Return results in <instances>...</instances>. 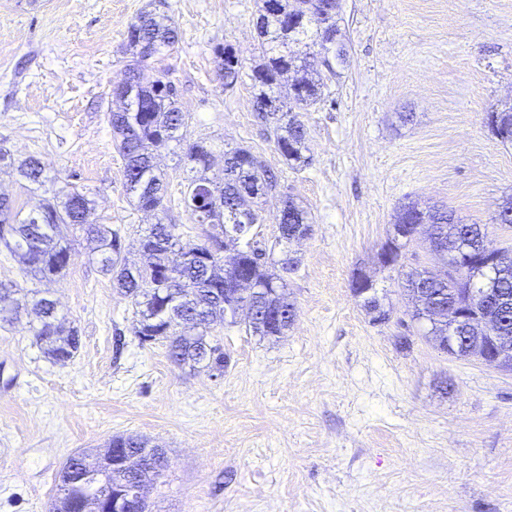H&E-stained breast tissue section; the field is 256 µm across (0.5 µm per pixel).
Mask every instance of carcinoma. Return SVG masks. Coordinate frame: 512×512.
<instances>
[{"label":"carcinoma","instance_id":"1","mask_svg":"<svg viewBox=\"0 0 512 512\" xmlns=\"http://www.w3.org/2000/svg\"><path fill=\"white\" fill-rule=\"evenodd\" d=\"M257 28L268 44L276 45L275 53H264L261 62L251 69L250 80L256 90V118L273 127L279 155L291 169L309 165L305 155L306 132L299 114L320 103L327 82L341 76L339 68L347 63L346 30L341 27L340 0H259ZM178 42V29L171 17L155 10L142 12L127 31V50L135 63L129 68L130 85L136 94L126 98L122 109L109 112L113 143L124 160V185L134 204L141 211L166 213L167 182L157 163L158 152L175 144L181 149L178 166L187 182L184 205L193 223L201 226L204 241L217 240L226 224L259 223V204L270 197L257 195V186L278 184V177L266 169L247 149L237 147L224 152V182L219 187L224 210L210 216V186L205 170L212 152L206 142L192 139L186 115L176 106V87L171 72L163 69L154 80L144 83L138 67L146 64L163 47ZM229 44L214 48L219 78L226 87L241 78L243 65L234 59ZM304 72L299 93L288 99L279 89L285 75ZM492 133L502 143L512 144V102L488 115ZM13 169L24 181L44 183V164L29 157L17 161L0 149V167ZM278 221L281 225H310L309 211L291 199L282 201ZM93 200L78 191L56 193L42 202L38 209L20 216L8 197L0 195V244L17 258L24 276L39 282L50 281L70 266L74 253L69 242L57 233L59 226L80 227L92 244L101 270L110 275L112 285L137 308V334L153 336L166 343L171 362L192 370L207 369L224 373L228 356L220 344L210 339L217 324H235V313L225 305L224 283L211 279L208 267L180 244L174 234L175 225L163 219L151 225L142 239V247L151 252L152 261L137 267L122 255L121 236L106 224H87V212ZM429 224L437 238L447 242L448 252L458 271L456 277L435 281L425 269H413L404 275L401 287L412 303L411 318L421 322L428 311L441 309L429 324L425 337L451 357L483 360L499 356L512 363L506 353L469 329L468 343H448V304L468 310L475 318H495L501 335L512 342V256L505 263L488 267L472 265L473 251L488 238V227L465 224L450 209L419 208L415 203L402 206L396 216L391 238L399 251L410 242L407 226ZM228 253L214 255L215 262L227 272L241 270L261 284L257 296L245 300L256 310L245 322L246 329L256 336L277 340L285 335L294 321L296 308L287 292L284 274L295 270L291 257L280 260V271L267 267L265 253L240 236L229 241ZM365 293L358 294L368 313L384 315L373 283L363 284ZM34 309L40 318L31 327L36 343L45 358L64 365L74 358L80 347L75 328L65 326L54 301L39 289H28L15 282H0V323L12 325L21 313ZM150 455L148 441L137 435H117L108 442L102 457L104 469L88 476L82 470L84 457L68 458L58 475L57 493L49 512H77V501L83 496L107 498L134 477L114 464L125 450Z\"/></svg>","mask_w":512,"mask_h":512}]
</instances>
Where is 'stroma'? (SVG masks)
I'll return each mask as SVG.
<instances>
[{
	"instance_id": "1",
	"label": "stroma",
	"mask_w": 512,
	"mask_h": 512,
	"mask_svg": "<svg viewBox=\"0 0 512 512\" xmlns=\"http://www.w3.org/2000/svg\"><path fill=\"white\" fill-rule=\"evenodd\" d=\"M150 0H0V148L46 166L44 186L0 173V193L29 212L53 191L94 201L91 220L118 229L140 262L156 221L137 210L107 112L126 77L131 22ZM179 41L144 70L167 68L193 138L213 151L243 146L278 173L311 214L312 232L279 242L278 200L253 238L273 260L292 254L286 282L296 317L271 341L244 324L212 336L223 373L179 368L164 342L141 343L138 317L82 231L61 226L75 258L49 291L80 348L45 359L29 316L0 327V512H48L69 455L139 435L165 449L152 512H512V372L457 359L426 341L398 286L411 269L445 266L415 240L399 266L377 252L401 204L452 209L512 248L492 218L512 197V146L487 124L512 100V0H341L349 63L303 113L309 166L290 169L261 130L249 78L216 77L213 48L244 66L262 54L257 0H164ZM167 223L181 245L201 242L181 203L183 174L164 152ZM372 279L391 313L372 323L354 296Z\"/></svg>"
}]
</instances>
